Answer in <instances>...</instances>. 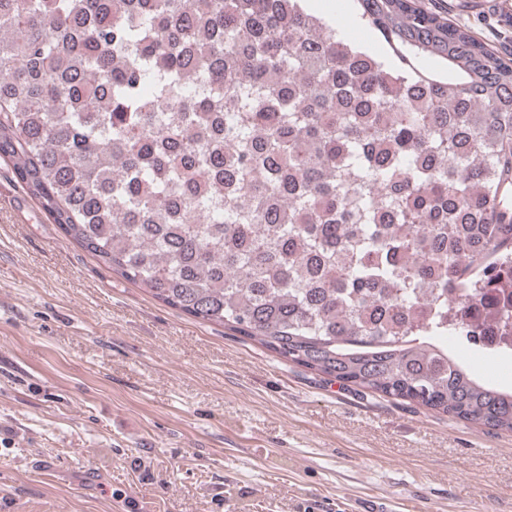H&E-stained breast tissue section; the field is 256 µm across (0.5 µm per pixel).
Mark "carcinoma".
<instances>
[{"label":"carcinoma","mask_w":512,"mask_h":512,"mask_svg":"<svg viewBox=\"0 0 512 512\" xmlns=\"http://www.w3.org/2000/svg\"><path fill=\"white\" fill-rule=\"evenodd\" d=\"M0 0V159L65 236L364 395L512 433V59L422 0ZM433 59L446 68L427 70ZM301 4L307 11L322 16L355 46L375 55L387 53V46L377 32L352 24L354 0H301ZM317 4L321 6L316 7ZM486 336H484L481 346L489 354H498L512 351V338L510 336H499L497 329L490 323L485 325ZM448 347L477 376L492 384L512 389V356L510 360H490L480 347L468 343L463 336H453Z\"/></svg>","instance_id":"obj_1"}]
</instances>
